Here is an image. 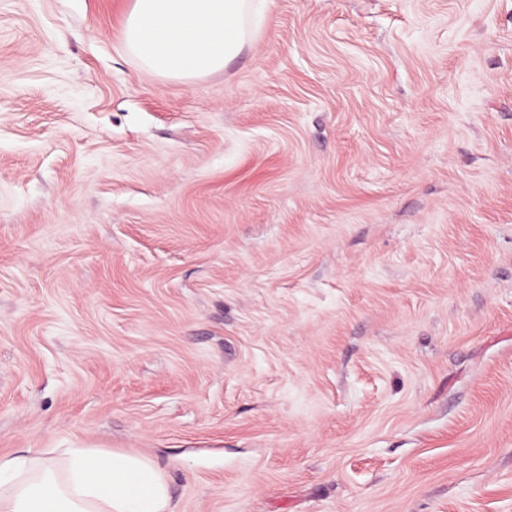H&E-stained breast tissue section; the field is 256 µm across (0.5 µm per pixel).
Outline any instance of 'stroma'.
Returning <instances> with one entry per match:
<instances>
[{"label": "stroma", "instance_id": "1", "mask_svg": "<svg viewBox=\"0 0 512 512\" xmlns=\"http://www.w3.org/2000/svg\"><path fill=\"white\" fill-rule=\"evenodd\" d=\"M0 0V454L173 512H512V0H266L224 70ZM152 459L98 448L0 454L1 512H172Z\"/></svg>", "mask_w": 512, "mask_h": 512}]
</instances>
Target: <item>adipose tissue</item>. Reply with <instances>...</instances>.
I'll list each match as a JSON object with an SVG mask.
<instances>
[{
	"label": "adipose tissue",
	"mask_w": 512,
	"mask_h": 512,
	"mask_svg": "<svg viewBox=\"0 0 512 512\" xmlns=\"http://www.w3.org/2000/svg\"><path fill=\"white\" fill-rule=\"evenodd\" d=\"M258 0H133L124 41L143 66L174 79L221 70L250 40ZM0 512H171L152 459L98 448L0 454Z\"/></svg>",
	"instance_id": "adipose-tissue-1"
}]
</instances>
